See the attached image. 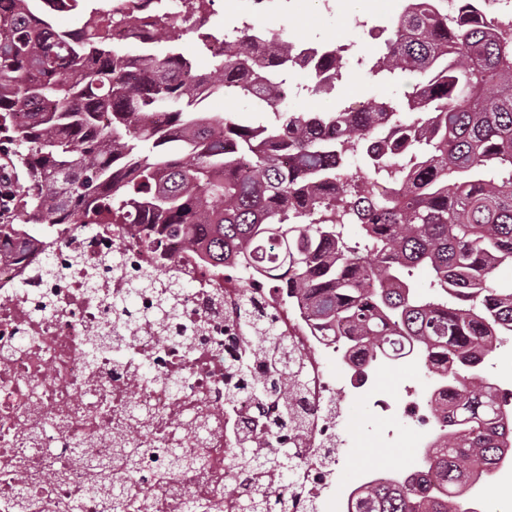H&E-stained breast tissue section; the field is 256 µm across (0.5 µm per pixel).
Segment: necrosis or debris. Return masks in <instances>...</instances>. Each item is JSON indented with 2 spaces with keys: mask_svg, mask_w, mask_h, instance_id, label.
<instances>
[{
  "mask_svg": "<svg viewBox=\"0 0 512 512\" xmlns=\"http://www.w3.org/2000/svg\"><path fill=\"white\" fill-rule=\"evenodd\" d=\"M138 224H87L81 230L55 224L20 235L0 237V504L22 487L39 504L37 512H68L71 499L83 493L88 477L77 462L78 450L103 460L115 459V435L129 434L148 448L172 441L190 452H204V471H184L155 485L162 460L127 474L130 490L121 512H188V503L206 496L214 512H232L224 488L242 484L246 474L232 473L229 427L254 415L255 402L240 399L224 405L225 389L237 386L232 371L243 347L235 325L241 303L275 308L279 329L306 363L309 386L300 406L306 428L288 434L300 463L297 488L288 512H313L334 498L336 512H355L363 487L375 483L409 485L425 482L426 451L448 428L446 382L434 375L426 394L407 391L402 410L416 439L414 456L402 471L384 473L362 468L358 483L336 487L338 417L333 411L335 386L322 368L327 355L347 357L348 337L321 335L301 306L251 280L242 290L238 276L202 262L179 238H166L161 250L142 241ZM108 258L116 264L109 277L93 274ZM58 274L44 282L46 261ZM163 271L168 280L190 282L181 296L177 323L143 324L122 349L106 348L87 359L84 348L112 320L110 300L122 292L129 275ZM48 297V312L36 311L34 298ZM150 364L159 374L180 379L179 392L136 385L137 369ZM138 395L150 409L148 420L131 426L128 405ZM206 421V441L195 442L177 423L187 412Z\"/></svg>",
  "mask_w": 512,
  "mask_h": 512,
  "instance_id": "1",
  "label": "necrosis or debris"
}]
</instances>
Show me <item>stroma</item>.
I'll return each mask as SVG.
<instances>
[{
	"label": "stroma",
	"instance_id": "stroma-1",
	"mask_svg": "<svg viewBox=\"0 0 512 512\" xmlns=\"http://www.w3.org/2000/svg\"><path fill=\"white\" fill-rule=\"evenodd\" d=\"M400 0H335L325 8L321 0H269L260 22L268 31L286 32L289 39L349 43L357 49L375 47L370 35L372 15L394 19L400 13ZM349 75L340 89L339 98L299 97L291 108L297 112L324 111L344 100L346 106L360 109L373 100H404L412 91L414 78L395 85L382 84L360 70L355 59H348ZM328 377L336 382L335 403L352 435L338 451L340 464L337 482L347 486L356 483L361 467L397 471L407 466L413 450L412 430L402 422L378 419L363 401L351 398L345 391L347 371L336 358L324 362ZM426 368L423 362L411 365L388 363L375 373L374 380L382 395L391 403H399L408 386H423Z\"/></svg>",
	"mask_w": 512,
	"mask_h": 512
}]
</instances>
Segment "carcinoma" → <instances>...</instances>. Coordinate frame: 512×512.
Returning a JSON list of instances; mask_svg holds the SVG:
<instances>
[{"mask_svg": "<svg viewBox=\"0 0 512 512\" xmlns=\"http://www.w3.org/2000/svg\"><path fill=\"white\" fill-rule=\"evenodd\" d=\"M0 9V132L15 149L0 158L18 170L9 213L23 224H142L145 243L169 236L216 265L267 272L273 287L296 300L328 336H348L368 358L403 340L440 370L452 387L448 435L429 460L444 492L416 486H371L363 512H459L474 473H491L512 454V419L479 366L492 337L512 333V285L492 274L512 265V32L468 11L448 16L437 0H409L377 50L368 72L394 82L422 76L405 101L376 102L367 112H293L289 73L297 62L278 36L244 28L232 38L210 24L208 0H186L198 52L224 45L206 73L181 52H156L112 32L137 17L154 34L173 25L139 0H60L79 17L62 29L41 0H12ZM344 53L310 66L307 93L333 85L315 75H343ZM222 95L268 107L266 123H241L232 112L201 116L197 106ZM167 117L160 126L156 116ZM403 134L394 154L382 132ZM380 181L395 185L377 196ZM358 226L357 241L347 229ZM422 266V290L407 283ZM187 282L156 273L131 279L112 303L128 334L137 330L138 299L156 290L151 315H179L175 296ZM245 358L266 362L247 389L277 401L269 449L246 426L231 441L236 466L254 474L235 512H286L298 484L295 452L278 431L306 427L297 402L307 386L299 359L269 317L241 311ZM140 379L176 392V378L143 368ZM119 463L140 468L159 451L118 442ZM164 470L206 465L202 453L165 448ZM87 492L102 512L122 506L126 485L112 466L86 459ZM277 479L280 492L267 487Z\"/></svg>", "mask_w": 512, "mask_h": 512, "instance_id": "cac0c4a2", "label": "carcinoma"}]
</instances>
